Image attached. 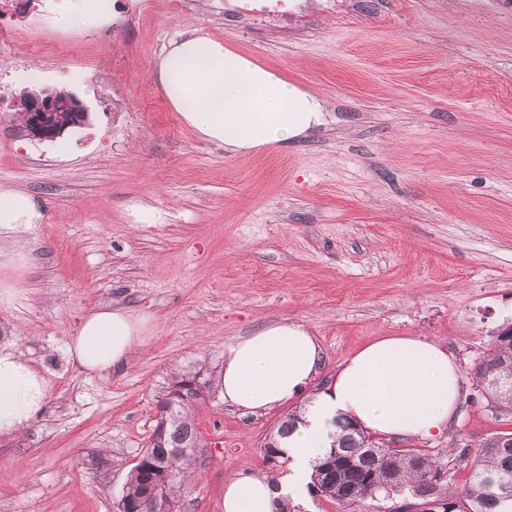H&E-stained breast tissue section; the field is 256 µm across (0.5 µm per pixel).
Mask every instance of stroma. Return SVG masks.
<instances>
[{
	"label": "stroma",
	"mask_w": 512,
	"mask_h": 512,
	"mask_svg": "<svg viewBox=\"0 0 512 512\" xmlns=\"http://www.w3.org/2000/svg\"><path fill=\"white\" fill-rule=\"evenodd\" d=\"M68 0L0 13V185L43 213L0 248V345L43 372L44 411L0 439V512H118L175 373L220 378L224 352L272 320L320 341L323 388L383 336H420L456 359L447 430L402 439L436 458L512 431L473 380L512 320V0H112L109 23L62 29ZM317 91L324 127L229 154L187 127L153 63L183 27ZM49 39L77 55L47 61ZM76 95L89 120L58 141L22 136L30 86ZM155 224L135 221L138 207ZM114 304L155 325L126 363L89 374L68 345ZM284 409L253 415L212 389L193 416L202 454L182 512H224L233 474L271 475L262 445Z\"/></svg>",
	"instance_id": "stroma-1"
}]
</instances>
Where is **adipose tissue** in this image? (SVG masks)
I'll use <instances>...</instances> for the list:
<instances>
[{"label":"adipose tissue","mask_w":512,"mask_h":512,"mask_svg":"<svg viewBox=\"0 0 512 512\" xmlns=\"http://www.w3.org/2000/svg\"><path fill=\"white\" fill-rule=\"evenodd\" d=\"M112 18V0H73L60 27H91ZM155 81L170 107L203 139L232 153L294 141L325 125L323 98L228 48L223 40L185 30L154 62ZM25 191L0 186V235L40 222ZM151 328L148 317L97 304L68 345L86 372L103 374L125 363ZM322 347L300 322L260 326L224 354L220 390L226 405L251 414L307 398L301 421L285 440L287 471L277 481L234 475L224 484V512H274L278 500L297 497L315 463L335 438L334 419L346 418L388 439H423L453 420L462 394L454 359L417 336L375 340L338 368L328 387L311 393ZM48 401L44 375L14 349L0 347V437L18 433Z\"/></svg>","instance_id":"1"}]
</instances>
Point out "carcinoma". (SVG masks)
Listing matches in <instances>:
<instances>
[{
    "label": "carcinoma",
    "mask_w": 512,
    "mask_h": 512,
    "mask_svg": "<svg viewBox=\"0 0 512 512\" xmlns=\"http://www.w3.org/2000/svg\"><path fill=\"white\" fill-rule=\"evenodd\" d=\"M474 378L486 404L512 414V334L497 332ZM192 383L195 387L190 390H176ZM209 388V380L199 370L173 377L148 446L123 486L124 512H142L147 494L154 490L160 496L157 512L179 507L198 452L199 431L191 408L205 399ZM297 420L298 413L288 414L264 442L263 453L272 466L282 465L276 437L287 436ZM339 427L336 459L327 452L314 466L311 489L320 496L353 507L364 502L362 491L368 487L379 498L391 489H405L417 500L434 492L448 499L454 512H512V432L490 434L471 454L450 449L448 461L442 462L417 448H391L381 441L371 444V436L349 422ZM460 466L469 469V481L454 493L448 490V472Z\"/></svg>",
    "instance_id": "carcinoma-1"
}]
</instances>
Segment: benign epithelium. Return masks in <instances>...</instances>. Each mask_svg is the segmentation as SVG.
Instances as JSON below:
<instances>
[{"label": "benign epithelium", "instance_id": "7a95c632", "mask_svg": "<svg viewBox=\"0 0 512 512\" xmlns=\"http://www.w3.org/2000/svg\"><path fill=\"white\" fill-rule=\"evenodd\" d=\"M12 106L25 115L23 133L38 141H54L67 131L57 121V112L62 107L88 116L86 105L77 96L73 95L61 102L55 93L47 90L27 91L15 98Z\"/></svg>", "mask_w": 512, "mask_h": 512}]
</instances>
